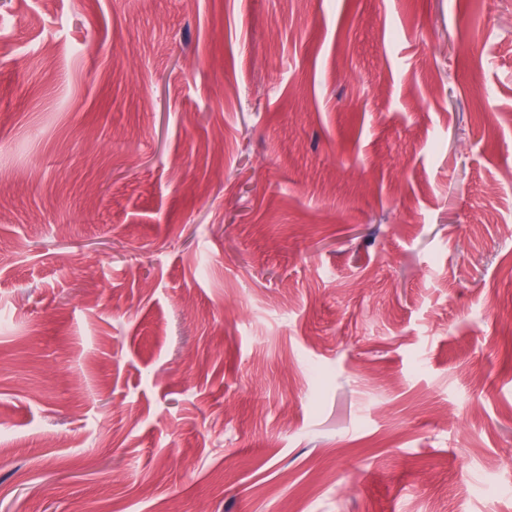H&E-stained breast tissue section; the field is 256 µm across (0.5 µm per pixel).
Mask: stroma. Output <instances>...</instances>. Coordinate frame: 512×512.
Returning <instances> with one entry per match:
<instances>
[{"mask_svg":"<svg viewBox=\"0 0 512 512\" xmlns=\"http://www.w3.org/2000/svg\"><path fill=\"white\" fill-rule=\"evenodd\" d=\"M512 0H0V512H512Z\"/></svg>","mask_w":512,"mask_h":512,"instance_id":"35a3bbf8","label":"stroma"}]
</instances>
